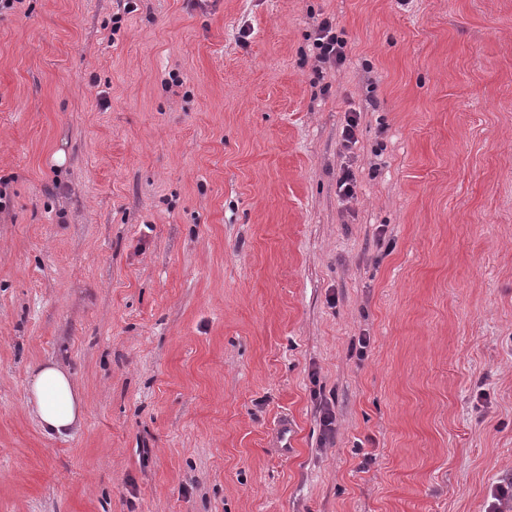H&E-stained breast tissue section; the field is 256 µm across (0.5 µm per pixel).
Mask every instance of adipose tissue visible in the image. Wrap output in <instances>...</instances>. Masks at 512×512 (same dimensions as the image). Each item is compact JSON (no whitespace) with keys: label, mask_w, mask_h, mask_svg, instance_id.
Here are the masks:
<instances>
[{"label":"adipose tissue","mask_w":512,"mask_h":512,"mask_svg":"<svg viewBox=\"0 0 512 512\" xmlns=\"http://www.w3.org/2000/svg\"><path fill=\"white\" fill-rule=\"evenodd\" d=\"M27 393L28 404L47 435L65 438L79 425L83 415L81 397L71 375L58 364L37 366L29 378Z\"/></svg>","instance_id":"ef3b65f1"}]
</instances>
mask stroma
<instances>
[{
	"instance_id": "obj_1",
	"label": "stroma",
	"mask_w": 512,
	"mask_h": 512,
	"mask_svg": "<svg viewBox=\"0 0 512 512\" xmlns=\"http://www.w3.org/2000/svg\"><path fill=\"white\" fill-rule=\"evenodd\" d=\"M136 5L0 13V512H486L512 479V0ZM51 360L66 439L27 405ZM313 47L318 51L319 61L342 65L346 61V41L336 32L330 19L322 20L314 33ZM28 404L49 436L66 438L79 425L83 403L71 375L57 363L37 366L27 387Z\"/></svg>"
}]
</instances>
